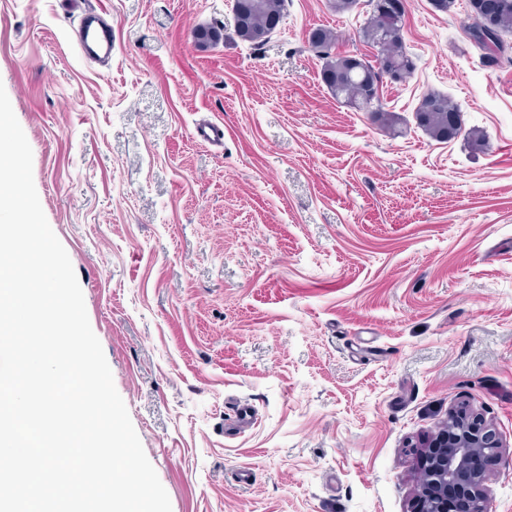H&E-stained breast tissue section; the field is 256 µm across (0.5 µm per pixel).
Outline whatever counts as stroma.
Listing matches in <instances>:
<instances>
[{
	"label": "stroma",
	"mask_w": 512,
	"mask_h": 512,
	"mask_svg": "<svg viewBox=\"0 0 512 512\" xmlns=\"http://www.w3.org/2000/svg\"><path fill=\"white\" fill-rule=\"evenodd\" d=\"M87 8L109 64L78 51ZM468 13L408 0L385 130L308 42L373 59L368 0H286L260 46L233 0H0V85L172 512H411L417 448L461 407L502 438L484 512H512V61L484 64ZM430 92L487 149L427 136Z\"/></svg>",
	"instance_id": "obj_1"
}]
</instances>
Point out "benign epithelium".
<instances>
[{
    "mask_svg": "<svg viewBox=\"0 0 512 512\" xmlns=\"http://www.w3.org/2000/svg\"><path fill=\"white\" fill-rule=\"evenodd\" d=\"M502 449L494 427L465 409L454 411L448 429L423 446L425 480L415 512H446L450 488L468 503L469 512H482L484 464L498 460Z\"/></svg>",
    "mask_w": 512,
    "mask_h": 512,
    "instance_id": "obj_1",
    "label": "benign epithelium"
}]
</instances>
